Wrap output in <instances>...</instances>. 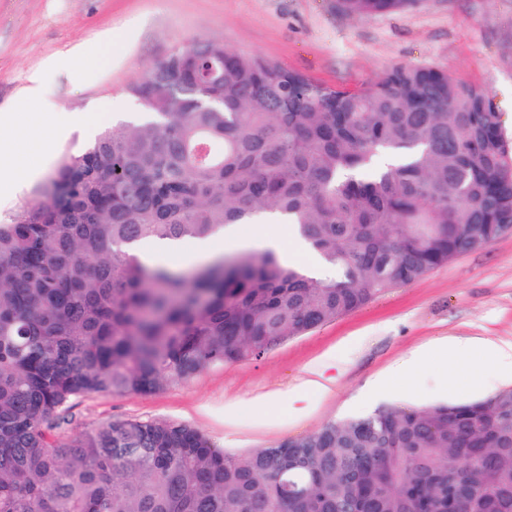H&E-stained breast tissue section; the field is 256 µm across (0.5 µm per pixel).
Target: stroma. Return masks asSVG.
Masks as SVG:
<instances>
[{"label": "stroma", "instance_id": "stroma-1", "mask_svg": "<svg viewBox=\"0 0 512 512\" xmlns=\"http://www.w3.org/2000/svg\"><path fill=\"white\" fill-rule=\"evenodd\" d=\"M106 31L108 54L98 50ZM199 38L223 40L332 87L360 86L396 64L445 70L488 89L512 146V0H418L374 17L343 13L336 0H0V113L15 111L28 76L40 69L46 101L87 118L48 135L44 169L0 198V221H10L64 150L141 112L128 86ZM77 47L87 53L82 66L45 69L47 60L69 57ZM451 337L512 343V234L259 358L210 367L156 393L79 398L65 434L105 421H164L196 428L214 447L242 458L381 408L469 403L505 388L478 355L472 369H461L458 386H446L447 360L438 346ZM416 351L428 361L410 380L387 394L372 392L376 379ZM319 373L332 377L330 392L310 395L301 415L284 407L269 414L268 395ZM229 403L237 406L231 415L224 412Z\"/></svg>", "mask_w": 512, "mask_h": 512}]
</instances>
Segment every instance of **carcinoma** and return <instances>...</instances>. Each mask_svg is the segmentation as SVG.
Instances as JSON below:
<instances>
[{"label":"carcinoma","instance_id":"carcinoma-1","mask_svg":"<svg viewBox=\"0 0 512 512\" xmlns=\"http://www.w3.org/2000/svg\"><path fill=\"white\" fill-rule=\"evenodd\" d=\"M418 0H339L357 16ZM146 117L68 149L0 223V512H512V387L384 408L237 459L195 428L63 411L262 356L512 225L488 90L396 65L335 88L200 39L128 87ZM268 211L337 270L271 250L187 276L130 254Z\"/></svg>","mask_w":512,"mask_h":512}]
</instances>
